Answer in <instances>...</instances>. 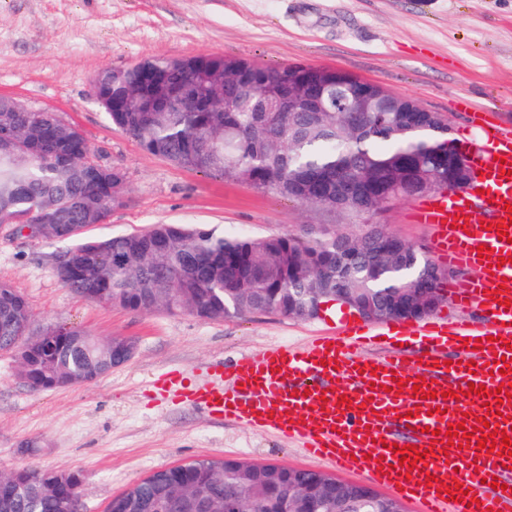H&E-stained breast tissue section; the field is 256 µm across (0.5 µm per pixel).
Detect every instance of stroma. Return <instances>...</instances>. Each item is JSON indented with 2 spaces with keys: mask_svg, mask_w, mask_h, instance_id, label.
Listing matches in <instances>:
<instances>
[{
  "mask_svg": "<svg viewBox=\"0 0 512 512\" xmlns=\"http://www.w3.org/2000/svg\"><path fill=\"white\" fill-rule=\"evenodd\" d=\"M202 54L345 70L441 114L462 145L476 138L475 115L512 126V0H0V94L76 124L103 163L126 173V204L94 235L153 224L256 238L325 223L349 229L347 216L144 151L90 93L103 68ZM421 202L400 198L373 220L427 254ZM59 248L0 226V278L27 300L33 332L67 323L102 340L128 337L135 352L95 382L35 393L13 354L0 351V473L26 464L78 473L86 512H107L113 497L150 474L207 457L337 475L294 442L210 418L153 387L167 372L201 377L219 359L303 344L331 332L332 320L253 313L205 322L114 308L59 284L51 268Z\"/></svg>",
  "mask_w": 512,
  "mask_h": 512,
  "instance_id": "35a3bbf8",
  "label": "stroma"
}]
</instances>
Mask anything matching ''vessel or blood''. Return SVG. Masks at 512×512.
I'll use <instances>...</instances> for the list:
<instances>
[{
    "instance_id": "vessel-or-blood-1",
    "label": "vessel or blood",
    "mask_w": 512,
    "mask_h": 512,
    "mask_svg": "<svg viewBox=\"0 0 512 512\" xmlns=\"http://www.w3.org/2000/svg\"><path fill=\"white\" fill-rule=\"evenodd\" d=\"M481 130L466 195L441 193L416 215L432 229L436 259L469 270L448 284V297L480 312L481 323L405 320L392 327L397 345L390 355L373 358L361 348L374 328L345 316L339 332L301 347L259 350L212 365L202 378L163 375L157 392L298 440L305 453L347 474H369L419 512H512V457L478 445L493 428L512 436V128ZM476 194L487 220L467 204ZM472 385L483 394L469 393ZM500 386L507 400H500ZM459 423L464 436L448 437ZM419 452L423 461L402 465Z\"/></svg>"
}]
</instances>
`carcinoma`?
Listing matches in <instances>:
<instances>
[{"label": "carcinoma", "mask_w": 512, "mask_h": 512, "mask_svg": "<svg viewBox=\"0 0 512 512\" xmlns=\"http://www.w3.org/2000/svg\"><path fill=\"white\" fill-rule=\"evenodd\" d=\"M199 70L166 58L152 59L162 85L155 92L195 83L199 104L190 109L136 111L141 72L106 68L104 88H126L127 108L108 116L117 129L147 152L205 175L241 180L259 190L338 212L359 224L353 232L287 233L251 238L226 236L187 224L92 236L112 210L125 204L126 175L117 165L87 158L79 128L55 112H0V224L21 235L39 225V239L68 243L55 253L53 273L68 290L126 310L177 314L220 322L250 313L312 318L318 297L344 288L361 303L392 307L409 288L436 287L435 263L371 218L388 201L414 196L430 180L448 188L470 177L453 166L458 143L437 112H349L330 100L324 112H253L252 88L290 90L309 96L316 87L298 78L302 64L258 67L242 59L194 57ZM241 97V109L224 112L217 100ZM68 214L64 224L44 222ZM25 298L0 280V350L14 337L31 339L30 363L19 367L35 391L62 377L85 380L112 364L118 345L82 340L77 326L51 327L56 346L43 348L30 333ZM23 489L0 484V512H60L59 501L80 489L56 473L22 467ZM303 472L272 464L228 463L202 458L160 470L111 502L108 512H201L200 498L219 504L233 496L239 509L285 512L288 479ZM294 512H336L320 495L293 501Z\"/></svg>", "instance_id": "carcinoma-1"}]
</instances>
